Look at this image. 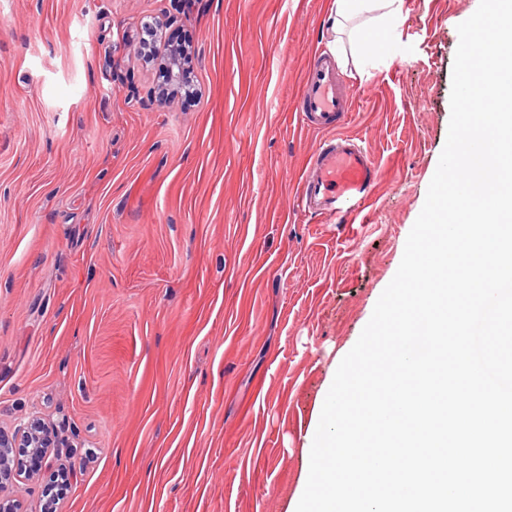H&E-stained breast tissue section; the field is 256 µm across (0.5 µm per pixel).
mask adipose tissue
Instances as JSON below:
<instances>
[{
  "instance_id": "ef3b65f1",
  "label": "adipose tissue",
  "mask_w": 512,
  "mask_h": 512,
  "mask_svg": "<svg viewBox=\"0 0 512 512\" xmlns=\"http://www.w3.org/2000/svg\"><path fill=\"white\" fill-rule=\"evenodd\" d=\"M401 0H332L329 34L339 65H368L383 56L401 25Z\"/></svg>"
}]
</instances>
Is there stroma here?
I'll list each match as a JSON object with an SVG mask.
<instances>
[{
    "label": "stroma",
    "mask_w": 512,
    "mask_h": 512,
    "mask_svg": "<svg viewBox=\"0 0 512 512\" xmlns=\"http://www.w3.org/2000/svg\"><path fill=\"white\" fill-rule=\"evenodd\" d=\"M479 0H402L343 134L380 170L350 224L297 205L329 0H0V428L53 422L56 512H293L339 356L400 265ZM189 44L198 95L142 52Z\"/></svg>",
    "instance_id": "35a3bbf8"
}]
</instances>
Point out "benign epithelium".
I'll return each instance as SVG.
<instances>
[{
    "label": "benign epithelium",
    "instance_id": "7a95c632",
    "mask_svg": "<svg viewBox=\"0 0 512 512\" xmlns=\"http://www.w3.org/2000/svg\"><path fill=\"white\" fill-rule=\"evenodd\" d=\"M163 67L171 83L181 79L183 59L179 52L170 51L164 58ZM55 447V438L42 419L33 417L8 434L0 430V512H22L20 501L3 496L9 485L17 484L34 462L41 467L51 466L48 449Z\"/></svg>",
    "mask_w": 512,
    "mask_h": 512
}]
</instances>
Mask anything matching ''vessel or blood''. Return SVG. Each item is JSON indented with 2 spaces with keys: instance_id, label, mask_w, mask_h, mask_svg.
<instances>
[{
  "instance_id": "obj_1",
  "label": "vessel or blood",
  "mask_w": 512,
  "mask_h": 512,
  "mask_svg": "<svg viewBox=\"0 0 512 512\" xmlns=\"http://www.w3.org/2000/svg\"><path fill=\"white\" fill-rule=\"evenodd\" d=\"M297 117L302 126L325 132L311 153L297 187L299 206L347 224L363 211L379 168L360 138L341 134L352 101L341 88L330 57H312L303 72Z\"/></svg>"
}]
</instances>
